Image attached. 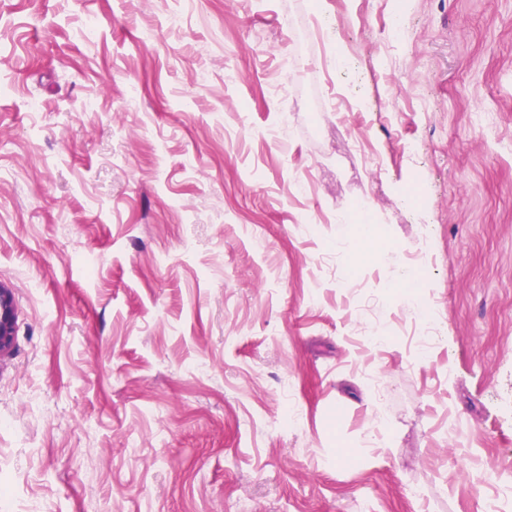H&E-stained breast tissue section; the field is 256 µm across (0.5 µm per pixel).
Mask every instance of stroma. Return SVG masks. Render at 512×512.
Segmentation results:
<instances>
[{"instance_id": "1", "label": "stroma", "mask_w": 512, "mask_h": 512, "mask_svg": "<svg viewBox=\"0 0 512 512\" xmlns=\"http://www.w3.org/2000/svg\"><path fill=\"white\" fill-rule=\"evenodd\" d=\"M0 85V512H493L512 0H0ZM10 302L8 291L0 288V353L9 347L13 336V316Z\"/></svg>"}]
</instances>
